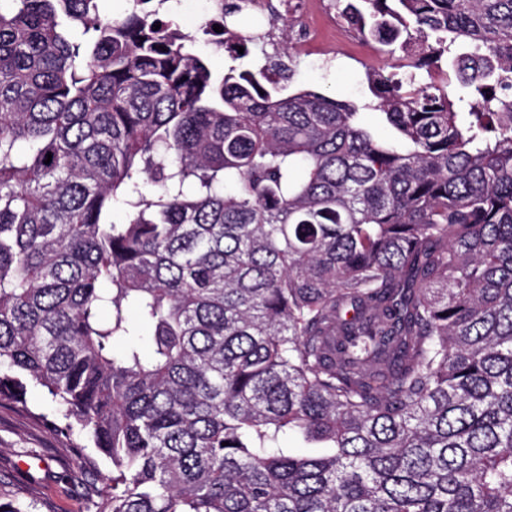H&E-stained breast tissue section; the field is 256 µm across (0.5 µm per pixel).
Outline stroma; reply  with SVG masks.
<instances>
[{
    "label": "stroma",
    "instance_id": "stroma-1",
    "mask_svg": "<svg viewBox=\"0 0 512 512\" xmlns=\"http://www.w3.org/2000/svg\"><path fill=\"white\" fill-rule=\"evenodd\" d=\"M376 68L363 39L349 29L326 38L319 54L298 60L287 85L361 106L373 100L368 75ZM26 400L24 410L0 405V473L10 475V493L36 502L38 512H93L109 462L95 448L72 447L54 432L61 416L44 392L29 388Z\"/></svg>",
    "mask_w": 512,
    "mask_h": 512
}]
</instances>
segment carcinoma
Here are the masks:
<instances>
[{"mask_svg":"<svg viewBox=\"0 0 512 512\" xmlns=\"http://www.w3.org/2000/svg\"><path fill=\"white\" fill-rule=\"evenodd\" d=\"M342 16L409 59L373 122L153 0H0V403L60 406L103 512H512V0Z\"/></svg>","mask_w":512,"mask_h":512,"instance_id":"obj_1","label":"carcinoma"}]
</instances>
